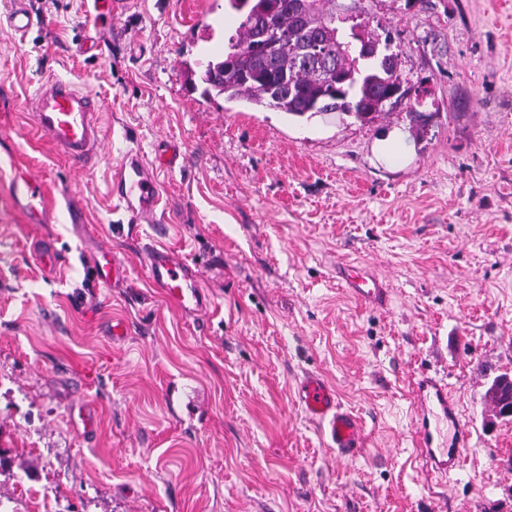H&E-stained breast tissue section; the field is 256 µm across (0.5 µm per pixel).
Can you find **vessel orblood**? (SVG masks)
<instances>
[{"mask_svg": "<svg viewBox=\"0 0 512 512\" xmlns=\"http://www.w3.org/2000/svg\"><path fill=\"white\" fill-rule=\"evenodd\" d=\"M99 101L73 83L52 79L38 90L31 112L37 131L72 165L91 169L97 158V146L102 136L98 114ZM156 168L169 164L157 156ZM156 168H149L139 155L128 154L112 174V190L124 208L133 215L149 218L159 203ZM12 195L35 209L42 200L38 180L28 172H17L12 181ZM96 279L104 286L123 281L127 271L112 252L101 250L89 258ZM147 267L153 284L185 310L202 306L204 296L199 276L181 257L163 248L150 249ZM349 288L363 301L377 303L383 288L378 279L366 276L363 269L348 268L345 272ZM299 401L306 415L322 427L339 451L355 453L361 440V427L351 413L343 410L334 387L316 374L305 375L299 386ZM417 433L421 457L428 471L448 473L459 464L470 446L471 430L460 418L447 384L438 377L426 375L419 380L416 396ZM450 426L451 437H444L443 426Z\"/></svg>", "mask_w": 512, "mask_h": 512, "instance_id": "vessel-or-blood-1", "label": "vessel or blood"}]
</instances>
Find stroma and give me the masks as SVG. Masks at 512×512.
I'll return each instance as SVG.
<instances>
[{
	"instance_id": "35a3bbf8",
	"label": "stroma",
	"mask_w": 512,
	"mask_h": 512,
	"mask_svg": "<svg viewBox=\"0 0 512 512\" xmlns=\"http://www.w3.org/2000/svg\"><path fill=\"white\" fill-rule=\"evenodd\" d=\"M24 2L22 38L0 0V512H512V419L485 398L512 373V0H332L392 26L426 92L368 124L206 95L199 64L242 20L228 0ZM51 78L104 104L92 173L34 127ZM171 142L166 221L135 222L112 171ZM21 170L42 215L11 196ZM103 246L114 288L87 262ZM151 246L196 266L204 312L154 287ZM350 265L384 305L345 287ZM309 373L358 418V455L305 415ZM424 374L472 432L445 476L416 436ZM96 279L104 286L111 287L126 278V267L110 251L101 250L89 258Z\"/></svg>"
}]
</instances>
